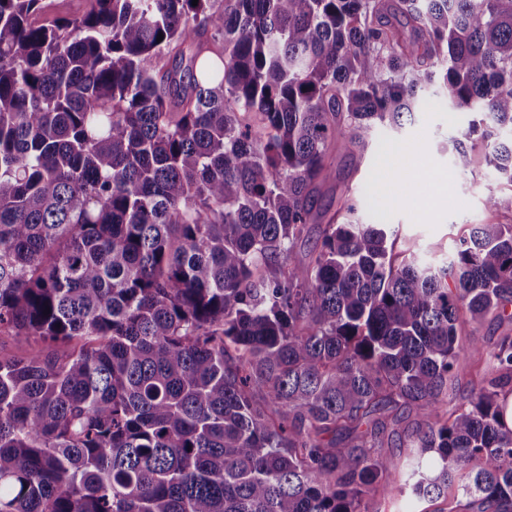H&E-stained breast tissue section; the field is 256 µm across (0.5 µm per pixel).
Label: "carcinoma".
Masks as SVG:
<instances>
[{
  "mask_svg": "<svg viewBox=\"0 0 512 512\" xmlns=\"http://www.w3.org/2000/svg\"><path fill=\"white\" fill-rule=\"evenodd\" d=\"M52 6L0 0V512H512V224L436 267L317 207L433 83L512 182V0ZM32 338L14 336L11 332L0 333V354L3 356H19L35 348ZM442 503L428 502L424 499L414 497L410 491L405 489L400 492L394 489L374 501L371 505L373 512H431L438 508H446Z\"/></svg>",
  "mask_w": 512,
  "mask_h": 512,
  "instance_id": "1",
  "label": "carcinoma"
}]
</instances>
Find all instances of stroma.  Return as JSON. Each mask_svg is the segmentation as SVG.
<instances>
[{"mask_svg": "<svg viewBox=\"0 0 512 512\" xmlns=\"http://www.w3.org/2000/svg\"><path fill=\"white\" fill-rule=\"evenodd\" d=\"M473 118L427 95L402 127L372 130L365 158L331 152L324 201L351 192L363 222L388 225L398 244L424 261L446 262L459 238L478 225L512 224V183L480 162L465 173L453 164L450 141L467 131ZM492 195L502 207H489Z\"/></svg>", "mask_w": 512, "mask_h": 512, "instance_id": "1", "label": "stroma"}]
</instances>
